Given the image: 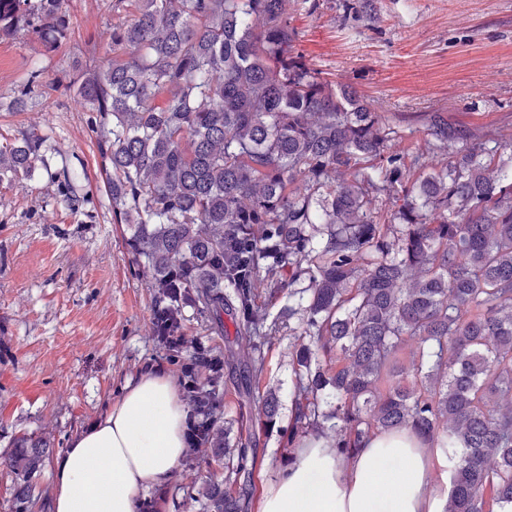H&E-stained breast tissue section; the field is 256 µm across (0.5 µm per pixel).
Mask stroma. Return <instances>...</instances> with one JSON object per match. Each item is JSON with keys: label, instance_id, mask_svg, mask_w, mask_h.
Listing matches in <instances>:
<instances>
[{"label": "stroma", "instance_id": "35a3bbf8", "mask_svg": "<svg viewBox=\"0 0 512 512\" xmlns=\"http://www.w3.org/2000/svg\"><path fill=\"white\" fill-rule=\"evenodd\" d=\"M72 26L53 53L27 30L0 40V144L38 130L33 176L0 183V512H13L16 438L51 432L32 481L34 512H49L56 464L138 376L162 365L151 332L149 290L135 271L122 225L112 220L96 115L71 86L112 56L116 16L102 0H65ZM374 20L346 0H288L295 48L311 68L349 83L398 122L399 148L426 164L423 116L487 138L512 128V0H376ZM45 93L15 100L32 70ZM68 171L70 183L57 175ZM167 484L142 492L158 512H198L183 486L222 479L215 465L178 463Z\"/></svg>", "mask_w": 512, "mask_h": 512}]
</instances>
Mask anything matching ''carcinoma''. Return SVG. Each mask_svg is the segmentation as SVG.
<instances>
[{"mask_svg": "<svg viewBox=\"0 0 512 512\" xmlns=\"http://www.w3.org/2000/svg\"><path fill=\"white\" fill-rule=\"evenodd\" d=\"M106 4L112 60L73 88L99 115L112 219L149 288L152 335H186L187 307L206 332L230 317L216 416L223 379L244 367L238 436L217 425L222 445L201 450L224 480L188 493L200 512H252L285 337L288 462L310 438L349 455L410 429L451 463L444 512H512V169L497 140L432 112L439 168L392 150L390 118L296 52L286 0ZM21 29L51 53L71 19L62 0H0V39ZM41 143L1 144L0 183L32 176ZM9 466L15 512H30L36 470ZM272 381L282 383V393L287 408H290V393L292 390V368L288 358V339H283L280 347L273 351Z\"/></svg>", "mask_w": 512, "mask_h": 512, "instance_id": "carcinoma-1", "label": "carcinoma"}]
</instances>
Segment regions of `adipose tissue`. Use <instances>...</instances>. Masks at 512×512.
<instances>
[{
  "label": "adipose tissue",
  "mask_w": 512,
  "mask_h": 512,
  "mask_svg": "<svg viewBox=\"0 0 512 512\" xmlns=\"http://www.w3.org/2000/svg\"><path fill=\"white\" fill-rule=\"evenodd\" d=\"M186 410L162 369L128 384L110 411L56 465L51 512H136L144 489L166 484L185 448ZM438 452L409 431L371 438L350 456L309 440L267 485L259 512H442L432 486Z\"/></svg>",
  "instance_id": "adipose-tissue-1"
}]
</instances>
